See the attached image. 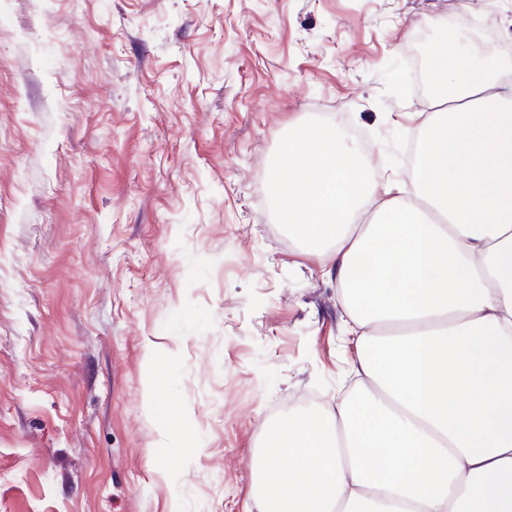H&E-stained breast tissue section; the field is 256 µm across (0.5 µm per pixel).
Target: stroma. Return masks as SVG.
Segmentation results:
<instances>
[{
  "label": "stroma",
  "mask_w": 512,
  "mask_h": 512,
  "mask_svg": "<svg viewBox=\"0 0 512 512\" xmlns=\"http://www.w3.org/2000/svg\"><path fill=\"white\" fill-rule=\"evenodd\" d=\"M443 40L511 58L512 0H0V512H257L265 420L355 383L265 170L312 121L405 177Z\"/></svg>",
  "instance_id": "1"
}]
</instances>
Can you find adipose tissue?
Returning <instances> with one entry per match:
<instances>
[{"label": "adipose tissue", "instance_id": "obj_1", "mask_svg": "<svg viewBox=\"0 0 512 512\" xmlns=\"http://www.w3.org/2000/svg\"><path fill=\"white\" fill-rule=\"evenodd\" d=\"M409 181L300 122L264 192L335 282L353 392L268 422L258 512H512V60L437 50Z\"/></svg>", "mask_w": 512, "mask_h": 512}]
</instances>
